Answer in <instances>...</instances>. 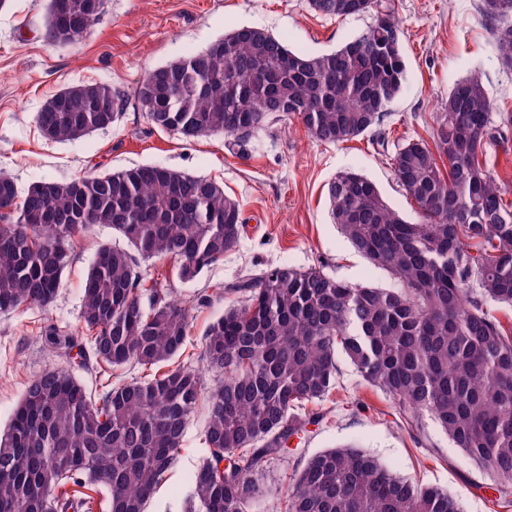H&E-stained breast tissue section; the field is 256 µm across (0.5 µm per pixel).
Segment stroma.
<instances>
[{
	"label": "stroma",
	"mask_w": 512,
	"mask_h": 512,
	"mask_svg": "<svg viewBox=\"0 0 512 512\" xmlns=\"http://www.w3.org/2000/svg\"><path fill=\"white\" fill-rule=\"evenodd\" d=\"M404 33L406 81L388 105L380 132L340 145L316 141L294 120L278 118L239 155L221 135L194 141L159 129L135 105L112 128L75 141L44 138L36 114L75 83H107L125 94L151 69L208 47L236 28L258 27L294 51L325 53L365 32L370 15L324 17L307 0H106L91 32L69 46L45 36L46 0H8L0 9V173L19 190L67 182L91 172L152 164L205 177L237 201L244 230L235 248L194 281H181L175 262L156 259L148 277L165 279L190 311L191 328L177 361L201 368L203 332L237 305L228 286L266 267L316 268L342 281L392 288L395 280L358 253L333 223L327 188L337 172L374 181L395 210L415 219V203L395 180L390 159L410 139L432 137L439 105L458 80L476 75L492 102L499 136L486 146L489 169L512 204V68L503 64L480 0H393ZM107 225L80 240L62 285L47 306L0 313V430L10 422L26 385L43 370L68 366L42 338L51 326L82 325L83 281L100 245L114 243ZM208 296L199 304L200 296ZM337 385L297 449L271 461L247 512L279 506L293 474L312 454L352 445L392 473L447 491L463 512H505L493 476L459 448L429 416L414 417L383 390L367 384L346 357ZM220 372L204 370L203 385L176 461L147 502L146 512H184L191 478L208 455V398Z\"/></svg>",
	"instance_id": "stroma-1"
}]
</instances>
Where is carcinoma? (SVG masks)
<instances>
[{"mask_svg": "<svg viewBox=\"0 0 512 512\" xmlns=\"http://www.w3.org/2000/svg\"><path fill=\"white\" fill-rule=\"evenodd\" d=\"M482 0L499 22L512 65V0ZM316 14H370L368 30L320 55L295 52L267 31L241 27L204 51L150 70L134 91L155 126L186 140L222 134L239 151L279 117L312 138L352 141L382 121L403 90V32L384 0H308ZM93 0H47L45 31L70 45L94 26ZM127 104L108 84L69 85L38 112L58 141L106 129ZM496 138L477 77L440 104L433 144L412 139L393 156L397 183L417 205L403 219L375 183L343 171L329 183L334 223L387 271L396 288L367 287L279 264L233 284L240 304L212 323L206 367L224 373L208 402L209 456L196 469L186 512H245L272 460L317 425L315 406L336 389L338 356L415 415L428 413L477 465L499 480L512 508V327L487 308L512 307V207L486 169ZM109 224L126 245H104L87 274L78 334L45 331L53 350L80 347L96 362L102 393L51 368L32 380L0 437V512H68L67 487L106 490L109 512H146L172 468L202 372L177 365L148 380L112 381V368L151 369L186 345V307L147 281L142 263L167 257L189 282L240 239L239 204L224 187L157 165L36 182L21 194L0 174V312L46 306L75 242ZM276 512H462L443 490L401 478L351 445L310 456Z\"/></svg>", "mask_w": 512, "mask_h": 512, "instance_id": "carcinoma-1", "label": "carcinoma"}]
</instances>
